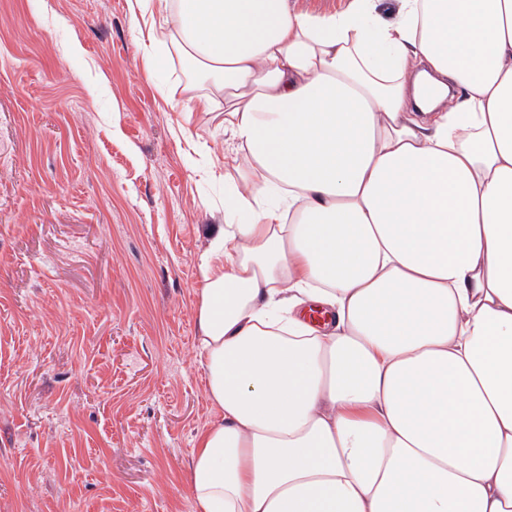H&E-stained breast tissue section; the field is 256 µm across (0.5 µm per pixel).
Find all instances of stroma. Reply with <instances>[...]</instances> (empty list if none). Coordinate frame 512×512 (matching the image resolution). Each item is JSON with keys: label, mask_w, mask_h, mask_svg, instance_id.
I'll list each match as a JSON object with an SVG mask.
<instances>
[{"label": "stroma", "mask_w": 512, "mask_h": 512, "mask_svg": "<svg viewBox=\"0 0 512 512\" xmlns=\"http://www.w3.org/2000/svg\"><path fill=\"white\" fill-rule=\"evenodd\" d=\"M134 0H0V512H194L224 111Z\"/></svg>", "instance_id": "stroma-1"}]
</instances>
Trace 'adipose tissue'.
Returning a JSON list of instances; mask_svg holds the SVG:
<instances>
[{
    "instance_id": "obj_1",
    "label": "adipose tissue",
    "mask_w": 512,
    "mask_h": 512,
    "mask_svg": "<svg viewBox=\"0 0 512 512\" xmlns=\"http://www.w3.org/2000/svg\"><path fill=\"white\" fill-rule=\"evenodd\" d=\"M224 97L195 512H512V0H135Z\"/></svg>"
}]
</instances>
